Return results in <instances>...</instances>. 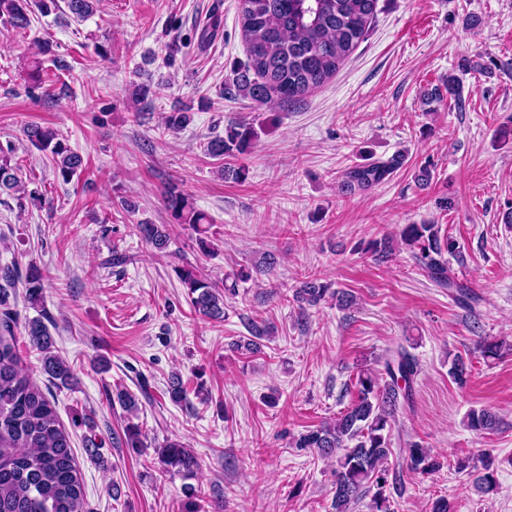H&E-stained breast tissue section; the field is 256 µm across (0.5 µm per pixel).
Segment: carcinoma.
<instances>
[{"label": "carcinoma", "instance_id": "obj_1", "mask_svg": "<svg viewBox=\"0 0 512 512\" xmlns=\"http://www.w3.org/2000/svg\"><path fill=\"white\" fill-rule=\"evenodd\" d=\"M97 0H67L76 18L94 11ZM377 11V0H240L242 39L246 44L247 63L234 71L235 92L262 105L287 104L302 100L311 90L323 85L368 33ZM29 0H0V21L14 28L31 24ZM27 141L50 155L58 178L70 182L83 169V157L59 139L58 133L38 124L24 129ZM255 138L252 126L231 122L224 135L213 137L207 145L213 157L246 153ZM14 147L0 146V195L24 201L40 200L36 189L26 190L11 164ZM400 164L395 156L388 162H373L351 169L345 182L351 188L368 190L384 181ZM167 208L180 224H187L197 234L202 251L208 244V220L176 191L166 195ZM135 231L156 250L170 245L163 224L141 223ZM418 263L433 282L455 291L457 299L470 300L467 286L449 273L445 254H454V239L441 234L437 224H406L399 233ZM377 259L388 258L393 239L385 236L370 243ZM195 312L209 320L224 318V292H232L238 281L250 273L240 271L217 283L190 262L176 269ZM23 281L25 301L37 312L35 317L20 319L9 301L8 288ZM44 276L34 263L25 273L17 266L0 267V512H85L82 478L77 467L69 433L61 425L55 401L22 369L14 329L23 325L30 345L42 353V365L49 378L69 387L75 380L71 366L54 351V342L42 309ZM347 307L353 296L332 291L316 279L302 283L296 293L299 302L320 304L326 297ZM250 338L239 342L247 351L257 349L258 340L267 329L252 323ZM419 365L403 345L383 358V372L361 369L356 375L357 396L334 422L302 433L293 442L295 448H310L321 457L335 460L332 509L348 512L355 500L372 494V512H390L386 495L390 487L389 470L384 466L390 454L389 432L398 411L413 402V383ZM449 374L463 386L467 366L461 357L451 361ZM498 424L490 408L472 409L466 426L475 432L492 430ZM139 424L124 427L122 444L127 448H145ZM157 458L167 473L190 477L199 468L197 458L177 440H168L157 450ZM406 467L428 475L437 469L430 450L417 442L409 444ZM475 488L488 494L497 489L494 474L482 472L474 479Z\"/></svg>", "mask_w": 512, "mask_h": 512}]
</instances>
